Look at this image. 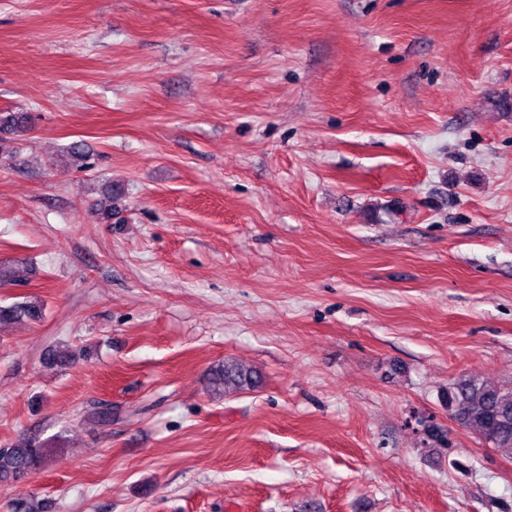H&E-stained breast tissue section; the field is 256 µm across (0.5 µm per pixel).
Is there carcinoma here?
<instances>
[{"label": "carcinoma", "instance_id": "carcinoma-1", "mask_svg": "<svg viewBox=\"0 0 512 512\" xmlns=\"http://www.w3.org/2000/svg\"><path fill=\"white\" fill-rule=\"evenodd\" d=\"M119 187L108 184L102 190L100 210L107 222L116 214ZM44 315V304L25 298L0 304V322H37ZM261 382L256 371L246 370L226 360L211 369L209 384L214 391L251 390ZM446 405L451 418L475 431L487 444L512 453V388L463 378L448 387ZM424 444L431 448L448 446V430L441 426L424 429ZM47 444L28 435L7 448H0V483L17 482L35 471L45 457Z\"/></svg>", "mask_w": 512, "mask_h": 512}]
</instances>
